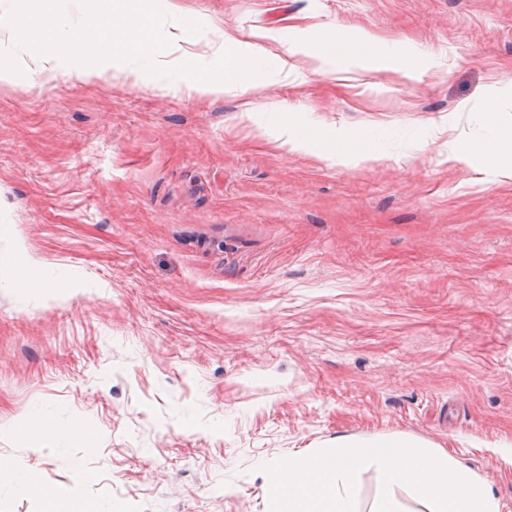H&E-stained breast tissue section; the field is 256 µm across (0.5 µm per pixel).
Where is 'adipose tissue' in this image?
I'll return each instance as SVG.
<instances>
[{"label": "adipose tissue", "mask_w": 512, "mask_h": 512, "mask_svg": "<svg viewBox=\"0 0 512 512\" xmlns=\"http://www.w3.org/2000/svg\"><path fill=\"white\" fill-rule=\"evenodd\" d=\"M223 46L230 53L220 73L205 79L191 80V90L209 96H219L228 91L246 92L254 78L256 47L240 40L229 31H221ZM317 57L372 56L376 53L373 43L356 39L341 29L331 30L315 40ZM285 145L292 151H309L318 143H326L328 156L332 159H345L356 153L364 141L359 137L322 133L296 118L286 119L280 132ZM480 156L485 170L497 177L512 179V124L497 126L494 135L477 146L460 147L453 155L459 162L468 161L471 156ZM13 481L17 493L41 498L44 512H57L59 503L65 498L62 488L46 490L38 476L28 471L18 460L0 461V479Z\"/></svg>", "instance_id": "1"}]
</instances>
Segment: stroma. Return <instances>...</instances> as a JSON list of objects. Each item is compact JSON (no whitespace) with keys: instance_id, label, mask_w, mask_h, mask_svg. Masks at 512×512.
I'll return each instance as SVG.
<instances>
[{"instance_id":"1","label":"stroma","mask_w":512,"mask_h":512,"mask_svg":"<svg viewBox=\"0 0 512 512\" xmlns=\"http://www.w3.org/2000/svg\"><path fill=\"white\" fill-rule=\"evenodd\" d=\"M160 3L168 64L214 63L212 20L257 45L246 94L28 50L0 83V267L56 285L0 280V459L118 512H266L265 465L400 434L512 512V179L448 158L512 122V0ZM336 26L396 69L281 66ZM289 110L368 159L289 151ZM51 428L69 438L80 439L88 446L94 445L96 441V435L93 430L80 423H71L65 427H60L53 426L49 421L43 418L28 417L21 422L19 427L20 431L32 439H36V436Z\"/></svg>"}]
</instances>
